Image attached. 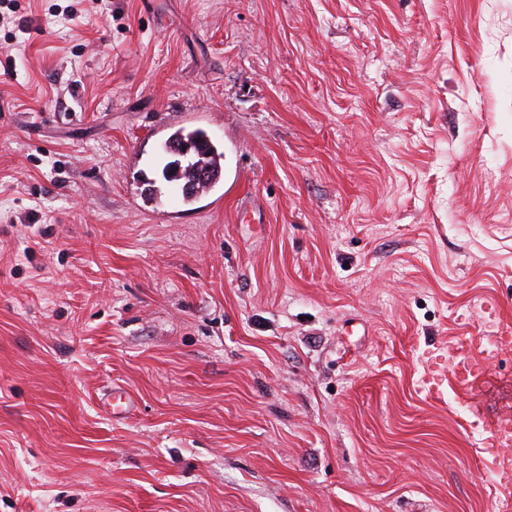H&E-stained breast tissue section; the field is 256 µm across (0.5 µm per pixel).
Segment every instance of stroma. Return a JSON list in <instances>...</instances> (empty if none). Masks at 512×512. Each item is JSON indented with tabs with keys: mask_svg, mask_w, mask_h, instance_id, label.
<instances>
[{
	"mask_svg": "<svg viewBox=\"0 0 512 512\" xmlns=\"http://www.w3.org/2000/svg\"><path fill=\"white\" fill-rule=\"evenodd\" d=\"M0 12V512H493L512 0ZM181 126L224 179L147 204ZM482 355L458 360V353L449 357L448 365L452 370L448 373V393H464L472 390L481 380L488 375L489 365L495 356L487 354L486 347L481 351ZM451 358V359H450ZM101 411L114 421L124 419L133 409L134 400L131 394L122 386H112L103 397L99 399Z\"/></svg>",
	"mask_w": 512,
	"mask_h": 512,
	"instance_id": "obj_1",
	"label": "stroma"
}]
</instances>
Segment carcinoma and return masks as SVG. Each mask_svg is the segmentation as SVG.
I'll return each instance as SVG.
<instances>
[{
  "label": "carcinoma",
  "instance_id": "obj_1",
  "mask_svg": "<svg viewBox=\"0 0 512 512\" xmlns=\"http://www.w3.org/2000/svg\"><path fill=\"white\" fill-rule=\"evenodd\" d=\"M160 161L163 162L161 177L164 187L151 182V188L143 190L145 202L155 203L163 196L164 190L172 191L174 186L180 187L190 181L196 185L195 194L182 195L183 201L189 204L220 182L224 152L204 128L182 126L164 141Z\"/></svg>",
  "mask_w": 512,
  "mask_h": 512
}]
</instances>
